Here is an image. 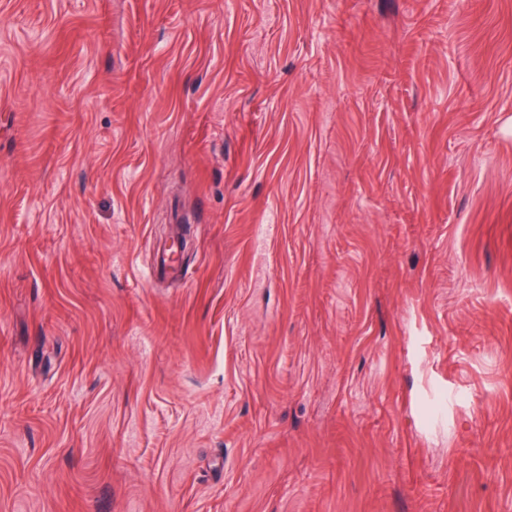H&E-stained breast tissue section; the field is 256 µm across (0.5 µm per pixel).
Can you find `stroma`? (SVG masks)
Returning a JSON list of instances; mask_svg holds the SVG:
<instances>
[{"label":"stroma","instance_id":"stroma-1","mask_svg":"<svg viewBox=\"0 0 512 512\" xmlns=\"http://www.w3.org/2000/svg\"><path fill=\"white\" fill-rule=\"evenodd\" d=\"M0 512H512V0H0Z\"/></svg>","mask_w":512,"mask_h":512}]
</instances>
